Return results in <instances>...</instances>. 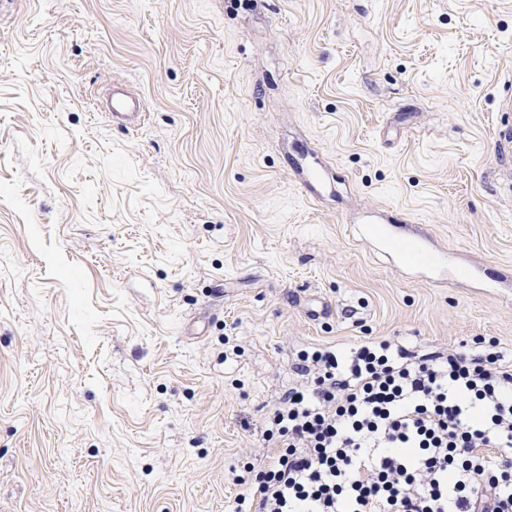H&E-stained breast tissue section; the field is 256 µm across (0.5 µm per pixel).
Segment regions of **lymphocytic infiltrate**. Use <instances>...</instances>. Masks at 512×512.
I'll use <instances>...</instances> for the list:
<instances>
[{
  "mask_svg": "<svg viewBox=\"0 0 512 512\" xmlns=\"http://www.w3.org/2000/svg\"><path fill=\"white\" fill-rule=\"evenodd\" d=\"M235 512H512V362L387 340L304 355Z\"/></svg>",
  "mask_w": 512,
  "mask_h": 512,
  "instance_id": "obj_1",
  "label": "lymphocytic infiltrate"
}]
</instances>
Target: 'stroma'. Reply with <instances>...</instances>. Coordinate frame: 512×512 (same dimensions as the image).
Returning <instances> with one entry per match:
<instances>
[{"label": "stroma", "instance_id": "stroma-1", "mask_svg": "<svg viewBox=\"0 0 512 512\" xmlns=\"http://www.w3.org/2000/svg\"><path fill=\"white\" fill-rule=\"evenodd\" d=\"M510 73L512 0H15L0 512H231L303 350L484 336L512 359ZM115 81L142 128L99 110ZM303 147L336 195H301ZM377 209L423 228L446 274L382 261ZM507 90L499 96L497 112L507 114V119L501 121L497 131V149L502 157L511 156L512 153V82L511 78L503 82Z\"/></svg>", "mask_w": 512, "mask_h": 512}]
</instances>
